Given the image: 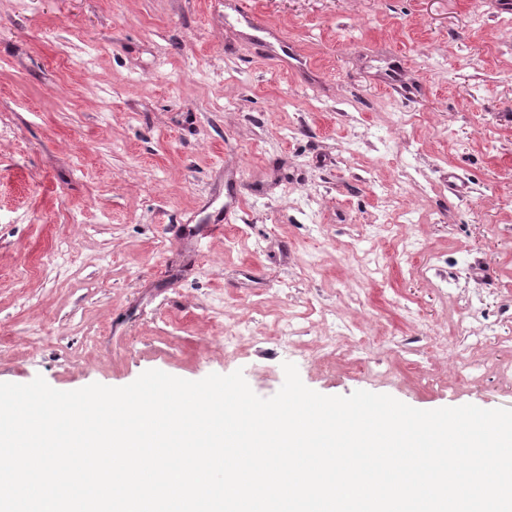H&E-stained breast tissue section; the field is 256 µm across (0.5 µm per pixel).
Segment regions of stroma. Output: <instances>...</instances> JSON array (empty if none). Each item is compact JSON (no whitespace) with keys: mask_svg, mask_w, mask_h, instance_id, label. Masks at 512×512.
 <instances>
[{"mask_svg":"<svg viewBox=\"0 0 512 512\" xmlns=\"http://www.w3.org/2000/svg\"><path fill=\"white\" fill-rule=\"evenodd\" d=\"M250 4L0 0V382L512 408V0Z\"/></svg>","mask_w":512,"mask_h":512,"instance_id":"stroma-1","label":"stroma"}]
</instances>
